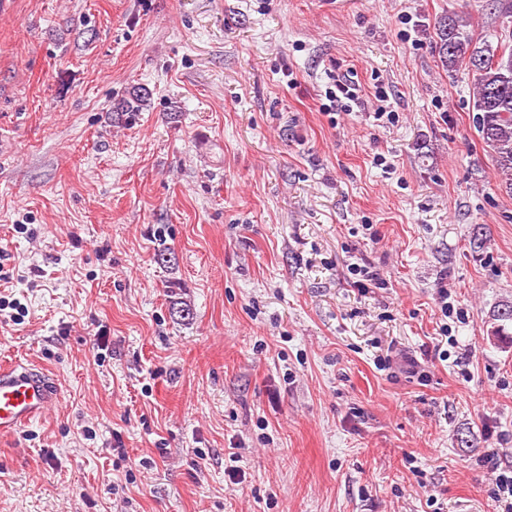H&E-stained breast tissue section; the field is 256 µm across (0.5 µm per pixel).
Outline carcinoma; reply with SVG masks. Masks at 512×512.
<instances>
[{
    "instance_id": "carcinoma-1",
    "label": "carcinoma",
    "mask_w": 512,
    "mask_h": 512,
    "mask_svg": "<svg viewBox=\"0 0 512 512\" xmlns=\"http://www.w3.org/2000/svg\"><path fill=\"white\" fill-rule=\"evenodd\" d=\"M493 15L502 20L508 35L497 44L478 41L465 30L459 16L440 18L436 27L439 60L443 68L454 71L471 68L478 60L484 65L475 70L477 83L473 93L476 125L483 143L495 159L500 187L512 194V0H492ZM146 101V89L136 88L115 106L117 112H140ZM492 335L507 336L512 328V300H502L491 315Z\"/></svg>"
}]
</instances>
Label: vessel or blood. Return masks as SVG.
<instances>
[{"label":"vessel or blood","instance_id":"b4317fda","mask_svg":"<svg viewBox=\"0 0 512 512\" xmlns=\"http://www.w3.org/2000/svg\"><path fill=\"white\" fill-rule=\"evenodd\" d=\"M57 390L42 370L20 362L0 366V435L38 419Z\"/></svg>","mask_w":512,"mask_h":512}]
</instances>
